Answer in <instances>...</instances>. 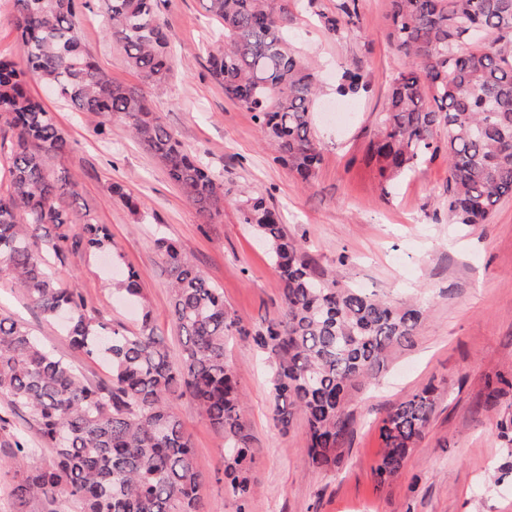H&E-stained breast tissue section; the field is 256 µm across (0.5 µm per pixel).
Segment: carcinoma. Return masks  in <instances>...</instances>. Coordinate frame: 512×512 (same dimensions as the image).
I'll list each match as a JSON object with an SVG mask.
<instances>
[{
  "label": "carcinoma",
  "mask_w": 512,
  "mask_h": 512,
  "mask_svg": "<svg viewBox=\"0 0 512 512\" xmlns=\"http://www.w3.org/2000/svg\"><path fill=\"white\" fill-rule=\"evenodd\" d=\"M112 44L142 82L160 90L171 74L169 38L156 0H101ZM356 0L319 14L328 34L356 26ZM390 37L407 59L382 115V136L370 158L394 181L439 154L448 160V212L457 224H485L498 203L512 198V0H389ZM224 32L209 54L224 94L253 112L274 161L308 184L321 164L314 134L319 94L315 73L290 50L284 22L288 0H203ZM24 54L0 56V150L8 185L0 193V273L12 276L28 303L48 321L68 314L73 349L109 358L107 383L85 378L45 347L24 324L0 316V395L25 413L40 447L13 441L21 477L16 512H60L65 497L78 512H201L195 452L173 411L190 396L224 434V491L249 512L252 451L242 421L243 398L226 364V345L249 339L271 371L272 417L288 431L295 416L307 423V458L316 471H334L351 434L350 390L379 371L390 353L412 347L424 311L393 304L319 276L286 225L262 195L238 206L240 221L269 247L282 288V314L255 332L240 325L176 241L155 247L172 279L171 314L181 341L173 362L152 323L137 273L116 290L141 304L139 327L108 325L74 290L60 286L54 267L72 254H96L110 243L103 224L83 218L79 229L60 204L77 196L59 185L45 160L68 146L63 131L29 90L38 80L76 112L127 121L132 135L162 164L184 198L206 214L224 204V185L170 130L139 88L118 83L81 43L78 0H14ZM356 68L342 67L338 92L366 86ZM448 129L439 143L434 132ZM437 388L418 390L379 423L382 442L373 468L377 487L398 478L423 440ZM512 393V377H497L486 403ZM52 450L45 461L41 449Z\"/></svg>",
  "instance_id": "1"
}]
</instances>
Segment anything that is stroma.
I'll list each match as a JSON object with an SVG mask.
<instances>
[{
	"label": "stroma",
	"mask_w": 512,
	"mask_h": 512,
	"mask_svg": "<svg viewBox=\"0 0 512 512\" xmlns=\"http://www.w3.org/2000/svg\"><path fill=\"white\" fill-rule=\"evenodd\" d=\"M341 0H289L286 26L291 46L317 71L323 93L314 114L322 162L302 184L274 162L251 112L230 100L210 74L208 50L218 37L202 0H158L172 49V72L155 103L188 150L224 184V206L207 216L189 204L163 167L113 117L98 135L97 116L75 112L40 83L29 89L65 132L68 149L49 156L52 179L73 181L74 220L107 225L114 252L139 275L158 335L171 356L179 337L171 316L170 276L155 248L163 235L178 240L201 274L224 293L240 325L257 330L275 318L282 285L253 229L242 224L236 201L260 193L281 213L291 236L317 272L341 285L392 302L417 301L426 311L414 347L394 352L377 380L353 393L352 432L343 461L333 472L309 467L307 427L289 431L272 420L269 367L249 342L234 340L226 360L244 396L243 421L254 460L250 512H512V453L498 422L512 408V394L487 406L486 382L512 372V199L490 223L463 225L448 217V165L422 163L391 194L368 147L382 131L392 83L407 60L389 36V0H358L359 28L331 37L318 12H335ZM79 37L113 79L139 84L123 53L113 47L97 0L82 12ZM367 76L365 91L337 93L341 66ZM122 185L138 202L130 210L112 195ZM105 322L137 328V309L112 293V269L81 255L57 270ZM0 314L25 323L43 344L88 379L105 382L110 370L74 350L60 325L43 319L8 275L0 274ZM440 390L423 441L401 476L377 488L372 467L380 451L378 424L396 404L427 384ZM174 411L189 435L202 471L204 512H237L224 491V437L187 396ZM0 512H14L11 487L19 480L10 440L34 439L28 419L0 395Z\"/></svg>",
	"instance_id": "obj_1"
}]
</instances>
